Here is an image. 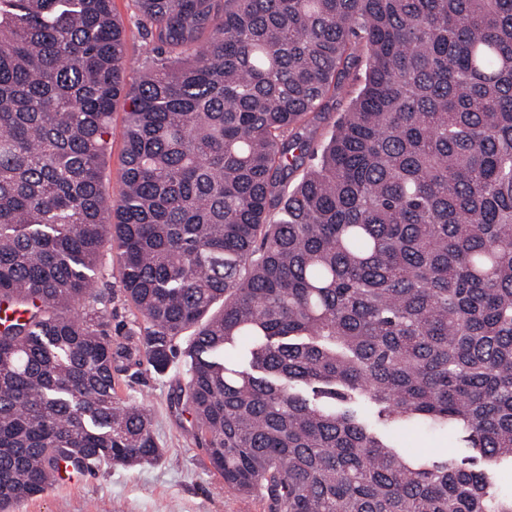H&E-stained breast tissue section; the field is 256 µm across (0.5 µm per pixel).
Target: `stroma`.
I'll return each instance as SVG.
<instances>
[{
  "label": "stroma",
  "instance_id": "1",
  "mask_svg": "<svg viewBox=\"0 0 512 512\" xmlns=\"http://www.w3.org/2000/svg\"><path fill=\"white\" fill-rule=\"evenodd\" d=\"M112 9L125 27L126 51L135 69L150 63L156 54L138 24L136 0H112ZM125 109L116 106L110 123L111 157L107 163L105 191L116 196L123 174ZM187 339L164 371H155L144 357L121 364L115 374L118 396L143 403L152 418V434L165 450L164 459L131 468L112 467L82 472L73 483L50 489L23 502L15 512H269L267 500L243 496L225 488L194 436L191 417L174 404L172 395L184 381ZM394 438L408 454L429 460H461L453 432L418 426L394 430Z\"/></svg>",
  "mask_w": 512,
  "mask_h": 512
}]
</instances>
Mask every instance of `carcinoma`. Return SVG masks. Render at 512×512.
Segmentation results:
<instances>
[{
  "label": "carcinoma",
  "mask_w": 512,
  "mask_h": 512,
  "mask_svg": "<svg viewBox=\"0 0 512 512\" xmlns=\"http://www.w3.org/2000/svg\"><path fill=\"white\" fill-rule=\"evenodd\" d=\"M137 3L157 59L130 83L112 0H0V512L69 466L160 460L114 372L164 370L188 331L174 402L226 488L512 512V0ZM108 246L145 323L115 347ZM409 424L481 467L404 454ZM125 112L123 105L118 104L112 112L110 123L112 149L111 157L107 163L104 187L106 193L111 197L118 194L122 183Z\"/></svg>",
  "instance_id": "obj_1"
}]
</instances>
